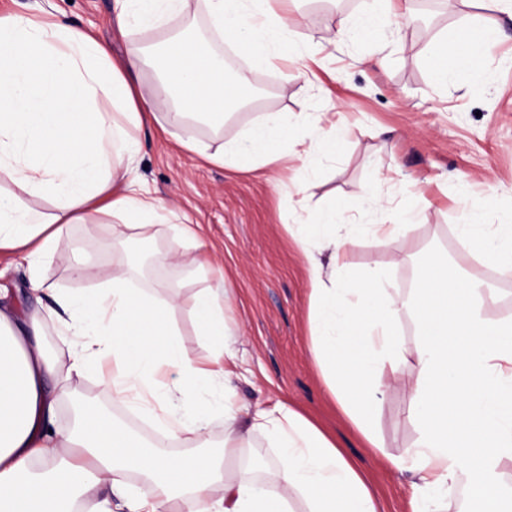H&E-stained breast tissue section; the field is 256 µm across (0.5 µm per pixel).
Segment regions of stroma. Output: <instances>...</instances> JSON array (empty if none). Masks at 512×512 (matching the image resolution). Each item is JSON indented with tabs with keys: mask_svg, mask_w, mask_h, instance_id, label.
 Here are the masks:
<instances>
[{
	"mask_svg": "<svg viewBox=\"0 0 512 512\" xmlns=\"http://www.w3.org/2000/svg\"><path fill=\"white\" fill-rule=\"evenodd\" d=\"M113 2L0 0V15L54 14L90 33L117 59L125 42L110 24ZM411 3L417 24L385 27L377 41L347 36L331 45L328 26L343 18L358 22L367 0H303L290 26L299 58L277 70L253 68V90L246 102L232 105L223 128L200 124L194 130L212 152L239 140L263 113H288L294 122L282 145L287 165L252 171L219 167L205 154L180 148L157 126H144L138 133L143 157L136 177L166 203L172 218L126 231L119 241L111 225H72L53 258L41 265L46 286L78 295L104 286L113 268L128 263L132 245H148L155 256L174 251L163 264H133L130 285L175 297L172 318L179 339L204 367L213 347L200 333L195 300L201 291L225 288L224 323L235 338V402L267 409L280 403L306 416L357 459L379 512L414 508V476L396 470L389 460L418 438L408 417L407 392L416 374L415 323L405 313L397 322L407 356L387 375L390 387L375 418L381 447L365 448L332 400L310 350L311 287L298 243L304 224L332 205L347 224H393L398 220L394 208L375 207L363 186L380 183L382 194L394 198L410 192L418 211L412 234L383 246L358 238L348 252L349 263L361 273L386 270L391 287L406 296L428 252L437 251L453 268L491 283L498 295L494 317L512 320V276L475 264L454 233L455 224L468 216L481 224L512 225V18L494 11L489 0ZM493 20L499 23L501 44L485 51L477 69L438 84L430 67L435 47H459L465 35ZM313 59L319 80L310 85L297 74ZM333 103L340 106L335 121L343 129L336 154L303 163L296 153L309 138V119ZM184 222L200 225L204 247L193 248L181 237ZM91 239L107 247L95 257L97 278L80 280L70 267ZM69 389L94 398L138 437L172 452L192 446L188 437L167 438L144 415L113 404L94 369L72 376Z\"/></svg>",
	"mask_w": 512,
	"mask_h": 512,
	"instance_id": "obj_1",
	"label": "stroma"
}]
</instances>
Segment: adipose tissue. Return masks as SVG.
I'll return each instance as SVG.
<instances>
[{
	"mask_svg": "<svg viewBox=\"0 0 512 512\" xmlns=\"http://www.w3.org/2000/svg\"><path fill=\"white\" fill-rule=\"evenodd\" d=\"M212 36L267 69L298 50L288 20L298 0H205ZM187 0H115L112 26L126 51L112 61L87 32L61 20L0 16V178L51 197L53 213L0 195V250H23L37 271L67 226L99 222L116 231L163 223L168 209L156 197L121 181L134 170L142 146L134 129L158 125L182 148L201 150L193 122L223 124L229 93L243 95L251 70L226 75L205 46L165 32ZM155 30L164 49L155 59L135 38ZM497 26L476 32L464 51L437 49L432 68L440 83L475 65ZM154 69L155 79L141 74ZM107 101L111 111L99 102ZM288 115L268 112L241 141L209 154L210 162L257 169L280 160ZM336 209L321 213L308 235L328 262L307 253L312 297L311 352L327 388L366 447H379L373 427L389 387L386 367L405 352L397 336L400 314H410L420 341L413 353L409 417L417 441L391 465L419 480L418 512H505L512 487L501 480L512 462V322L487 317L495 288L459 272L433 252L409 296L390 292L380 274L357 279L338 238ZM461 249L499 273L512 274V225H456ZM170 299L131 288L124 269L112 272L107 294L64 296L39 307L0 303V512H70L80 497L96 512H291L299 496L307 512H377L360 469L330 438L287 406L255 411L224 400V446L215 455L173 456L141 440L91 402L81 403L73 426H57L72 374L107 359L101 380L113 402L145 413L172 438L206 441V404L195 403L204 375L169 328ZM73 342L67 360L40 344L46 325ZM93 342H85V334ZM173 383H164L169 368ZM272 433L279 448L274 479L257 480L245 466L248 437ZM138 473L154 488L133 494L126 477ZM468 497L457 504L459 483Z\"/></svg>",
	"mask_w": 512,
	"mask_h": 512,
	"instance_id": "obj_1",
	"label": "adipose tissue"
}]
</instances>
